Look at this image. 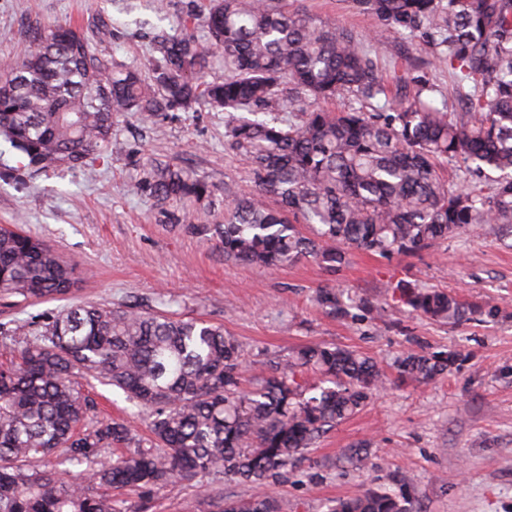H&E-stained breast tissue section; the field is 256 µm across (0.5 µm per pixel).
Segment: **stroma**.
<instances>
[{"label":"stroma","instance_id":"35a3bbf8","mask_svg":"<svg viewBox=\"0 0 512 512\" xmlns=\"http://www.w3.org/2000/svg\"><path fill=\"white\" fill-rule=\"evenodd\" d=\"M208 0H0V62L12 61L35 30L69 23L80 28L98 54L149 68L154 30L203 36L199 20ZM315 23L329 24L370 43L381 75L392 79L409 51L405 40H375L371 20L346 0H294ZM105 18L111 34L99 39ZM419 74L436 100L462 111L469 84L433 64L425 49L413 51ZM167 160L190 169L214 187L213 202H200L194 217L224 221L225 186L249 192L244 162L224 152V115L171 112L144 124L122 119L103 158L81 168L36 176L19 170L13 154L0 157V225L14 224L78 264L82 279L60 300L12 304L0 299V323L29 328L57 309L80 302L174 313L223 325L244 350L245 365L273 354L288 355L315 343L356 350L385 373L416 339L428 351L459 349L467 359L447 376L424 384H395L355 415L328 430L308 451L309 460L289 473L274 493L280 512H326L330 501L366 488H394L412 479L416 512H512V237L490 229L432 245L421 256L386 260L354 252L330 273L312 261L276 270L228 263L213 245L161 222L152 199L133 192L141 176L128 160ZM400 279L486 300L505 312L494 323L448 326L400 308L392 285ZM338 287L384 303L375 321L341 322L313 302L316 289ZM102 415L121 418L147 434L145 417L125 395L93 384ZM366 445L367 459L344 463L343 453ZM251 486L216 476L209 485L178 480L140 501L137 493L115 499L144 512H215L216 497L243 499Z\"/></svg>","mask_w":512,"mask_h":512}]
</instances>
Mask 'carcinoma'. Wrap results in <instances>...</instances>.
I'll return each mask as SVG.
<instances>
[{"mask_svg": "<svg viewBox=\"0 0 512 512\" xmlns=\"http://www.w3.org/2000/svg\"><path fill=\"white\" fill-rule=\"evenodd\" d=\"M379 39L426 48L472 84L464 111L432 105L415 80L403 94L352 36L288 9L287 0H209L208 42L187 32L153 37L149 78L92 52L77 27L34 32L19 60L0 67V138L33 173L83 168L102 157L116 122L164 112H224V152L248 164L254 192L224 189V223L193 224L183 205L211 196L188 171L143 169L133 189L184 232L215 242L224 260L280 267L312 260L330 272L351 251L418 257L432 244L494 224L512 231V0H351ZM224 78L209 79L213 55ZM345 95L350 105L323 103ZM472 185L453 189L437 168ZM76 265L43 240L0 230V295L44 301L67 295ZM410 312L455 326L499 319L498 307L434 288L394 285ZM313 304L341 321L382 305L334 287ZM0 367V512H137L109 491L142 494L175 479L233 476L255 493L219 498L217 512H279L267 488L288 479L329 428L362 409L388 378L377 362L326 344L261 362L252 386L238 341L224 326L137 307L76 304L29 332ZM460 354L416 340L393 362L396 379L421 384L451 373ZM311 371L319 383L308 385ZM112 386L148 412L152 438L101 418L82 381ZM119 454L98 462L102 452ZM85 466L69 480L47 467ZM44 463L46 467L39 468ZM408 483L339 498L328 512H412Z\"/></svg>", "mask_w": 512, "mask_h": 512, "instance_id": "obj_1", "label": "carcinoma"}]
</instances>
